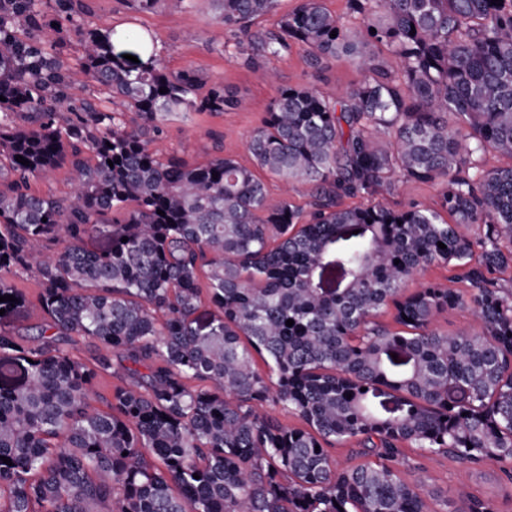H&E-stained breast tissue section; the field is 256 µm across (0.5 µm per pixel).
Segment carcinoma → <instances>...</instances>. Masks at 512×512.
Returning a JSON list of instances; mask_svg holds the SVG:
<instances>
[{
	"instance_id": "obj_1",
	"label": "carcinoma",
	"mask_w": 512,
	"mask_h": 512,
	"mask_svg": "<svg viewBox=\"0 0 512 512\" xmlns=\"http://www.w3.org/2000/svg\"><path fill=\"white\" fill-rule=\"evenodd\" d=\"M214 2L224 52L248 68L250 47L295 45L316 70L362 74L337 98L277 88L249 166L151 151L168 117L242 104L169 71L154 38L86 27L75 0H0V296L16 298L0 302L15 375L0 383V512H433L400 476L410 451L492 460L512 484V163L487 164L512 160V0H346L342 16L326 0ZM266 16L276 30L251 32ZM87 82L136 119L76 98ZM63 165L71 194L32 190ZM264 174L308 185L309 209L271 202ZM403 183L436 187V205H386ZM431 266L470 291L408 289ZM33 268L46 322L29 346L5 324L27 304L7 276ZM451 310L478 327L437 329ZM80 339L128 363L106 411L91 403L111 355L81 361ZM351 441L367 461L341 467L330 449ZM454 496V512H494Z\"/></svg>"
}]
</instances>
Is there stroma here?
<instances>
[{"instance_id": "stroma-1", "label": "stroma", "mask_w": 512, "mask_h": 512, "mask_svg": "<svg viewBox=\"0 0 512 512\" xmlns=\"http://www.w3.org/2000/svg\"><path fill=\"white\" fill-rule=\"evenodd\" d=\"M90 10L83 15L85 26H107L118 30H137L155 38L157 53L168 68L199 70L208 82H219L242 99V107L218 115L194 113L170 117L162 138L154 140L152 150L159 155L179 152L188 163H206L224 154L248 162L247 140L275 94L276 87L305 84L320 94L336 98L360 80V73L349 64L336 61L324 71L309 68L304 52L292 47L281 58H257L255 68L224 52V25L212 0H161L149 13L136 11L132 0H85ZM16 287L23 289L28 306L8 319L12 328L35 341L43 314L33 303L39 293L35 271L17 275ZM401 477L408 483H421L431 499L443 500L457 487L491 502L496 512H512V498L506 495V480L499 465L487 461L465 465L445 456L430 459L412 457L401 466Z\"/></svg>"}]
</instances>
